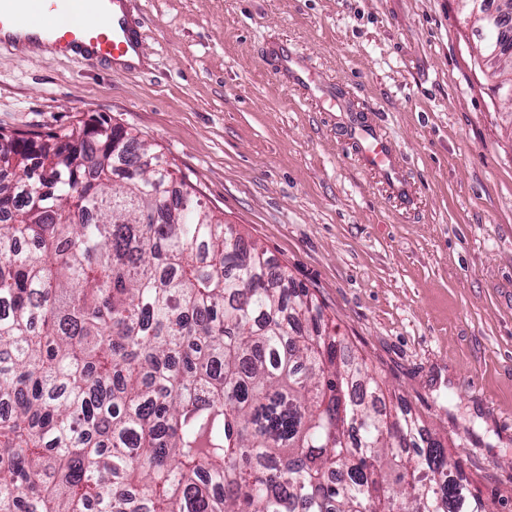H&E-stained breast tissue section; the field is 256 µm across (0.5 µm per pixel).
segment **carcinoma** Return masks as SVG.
Segmentation results:
<instances>
[{"instance_id": "carcinoma-1", "label": "carcinoma", "mask_w": 512, "mask_h": 512, "mask_svg": "<svg viewBox=\"0 0 512 512\" xmlns=\"http://www.w3.org/2000/svg\"><path fill=\"white\" fill-rule=\"evenodd\" d=\"M1 405L0 512H490L308 289L103 118L0 131Z\"/></svg>"}]
</instances>
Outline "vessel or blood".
Masks as SVG:
<instances>
[{"mask_svg":"<svg viewBox=\"0 0 512 512\" xmlns=\"http://www.w3.org/2000/svg\"><path fill=\"white\" fill-rule=\"evenodd\" d=\"M126 0H0V46L37 47L56 56L79 57L121 72L142 52L130 25ZM363 146L361 164L383 172L395 192L405 184L389 143L374 129L353 128Z\"/></svg>","mask_w":512,"mask_h":512,"instance_id":"vessel-or-blood-1","label":"vessel or blood"}]
</instances>
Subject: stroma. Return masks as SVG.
<instances>
[{
    "mask_svg": "<svg viewBox=\"0 0 512 512\" xmlns=\"http://www.w3.org/2000/svg\"><path fill=\"white\" fill-rule=\"evenodd\" d=\"M116 74L0 46V128L99 117L155 145L208 207L308 288L494 512H512V102L458 0H128ZM300 56L329 90L277 69ZM374 122L404 178L358 160Z\"/></svg>",
    "mask_w": 512,
    "mask_h": 512,
    "instance_id": "obj_1",
    "label": "stroma"
}]
</instances>
